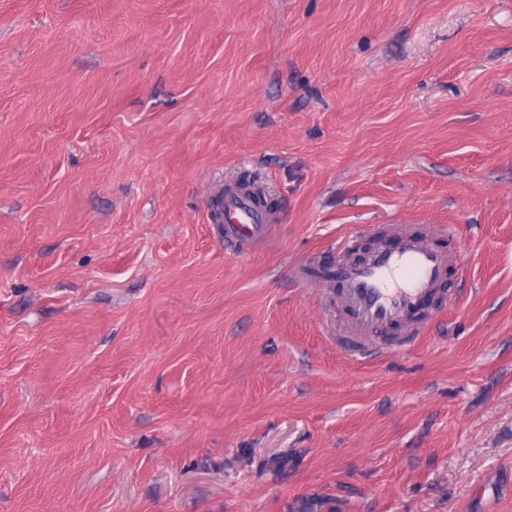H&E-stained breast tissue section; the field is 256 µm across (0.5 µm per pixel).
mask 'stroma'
<instances>
[{
	"label": "stroma",
	"mask_w": 512,
	"mask_h": 512,
	"mask_svg": "<svg viewBox=\"0 0 512 512\" xmlns=\"http://www.w3.org/2000/svg\"><path fill=\"white\" fill-rule=\"evenodd\" d=\"M399 225L460 302L363 358ZM0 512H512V0H0ZM207 216L211 224H224L226 238L232 242L261 236L270 222L269 214L253 202L247 189L231 184L211 189Z\"/></svg>",
	"instance_id": "1"
}]
</instances>
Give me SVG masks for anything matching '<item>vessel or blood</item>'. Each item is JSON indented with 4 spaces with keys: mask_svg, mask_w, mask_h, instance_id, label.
Returning <instances> with one entry per match:
<instances>
[{
    "mask_svg": "<svg viewBox=\"0 0 512 512\" xmlns=\"http://www.w3.org/2000/svg\"><path fill=\"white\" fill-rule=\"evenodd\" d=\"M208 220L223 225L232 242L261 236L270 222L266 210L253 202L247 190L231 184L211 189ZM454 259V253L409 234L402 235L397 246H376L365 261L341 259L338 272L346 285V304L355 318L353 351L361 355L387 351L388 343H370L367 335L395 328L403 331L397 344L409 347L432 321L423 304L443 298L442 284Z\"/></svg>",
    "mask_w": 512,
    "mask_h": 512,
    "instance_id": "obj_1",
    "label": "vessel or blood"
}]
</instances>
